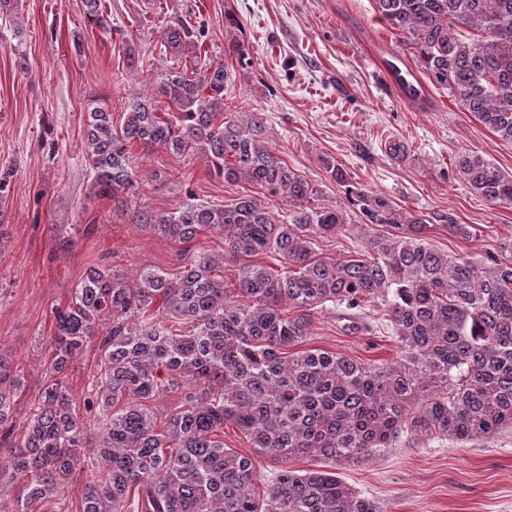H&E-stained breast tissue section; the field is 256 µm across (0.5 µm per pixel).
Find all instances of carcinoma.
<instances>
[{
	"instance_id": "obj_1",
	"label": "carcinoma",
	"mask_w": 512,
	"mask_h": 512,
	"mask_svg": "<svg viewBox=\"0 0 512 512\" xmlns=\"http://www.w3.org/2000/svg\"><path fill=\"white\" fill-rule=\"evenodd\" d=\"M428 82L512 145V0H373ZM89 24L108 30L104 0H83ZM153 91L136 94L119 120L93 104L86 164L103 198L140 195L132 149L199 155L215 175L249 190L224 206L189 201L170 212L142 203L129 223L183 245L178 270L106 265L89 270L55 310L50 360L24 439L4 481H23L0 512H38L76 472L86 473L82 512H383L329 470L285 466L264 478L255 460L224 447L232 424L259 453L361 461L402 438L420 443L492 440L512 431V258L487 261L435 248L430 230L467 238L452 212L419 214L323 167L364 219V253L322 252L351 211L320 203L321 189L290 167L243 112L228 63L189 67L199 32L168 21L159 32ZM126 70L139 75L133 38ZM224 57L250 62L233 37ZM458 178L485 200L512 206V175L461 152ZM270 197L287 199L279 210ZM222 233L217 255L193 242ZM278 263L273 266L268 260ZM231 263L236 275L217 273ZM340 313L345 330L385 323L401 360L376 366L304 348L311 313ZM99 356L85 399L93 423L72 408L66 370L92 343ZM22 378L0 355V441L13 431ZM178 392L181 410L163 427L150 402Z\"/></svg>"
}]
</instances>
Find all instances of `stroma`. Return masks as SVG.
Here are the masks:
<instances>
[{
	"mask_svg": "<svg viewBox=\"0 0 512 512\" xmlns=\"http://www.w3.org/2000/svg\"><path fill=\"white\" fill-rule=\"evenodd\" d=\"M112 28L91 26L82 0H10L0 13V171H11L0 196V353L25 375L11 440L37 402L54 310L65 307L95 265L117 270H174L179 245L114 217L111 199L91 190L84 124L90 100L124 111L140 84L118 79L122 38L132 33L145 62L156 61L158 16L183 19L203 32L201 64L224 59V13L234 10L253 67L236 80L244 108H259L269 137L288 164L343 202L322 167L335 158L365 188L426 213L450 211L472 235L434 230L431 244L459 254L503 255L512 246V206L489 202L461 182L456 154L482 156L512 174L503 144L447 90L427 87L407 97L382 68L418 74L406 46L376 17L371 0H106ZM409 146L399 161L384 143ZM141 201L171 211L195 193L226 204L244 192L211 175L198 156L156 150L135 160ZM168 178L155 182V173ZM308 346L365 362H394L390 333L344 331L336 315L311 316ZM338 477L380 503L384 512H512V433L489 442L388 448L361 462L337 465Z\"/></svg>",
	"mask_w": 512,
	"mask_h": 512,
	"instance_id": "35a3bbf8",
	"label": "stroma"
}]
</instances>
